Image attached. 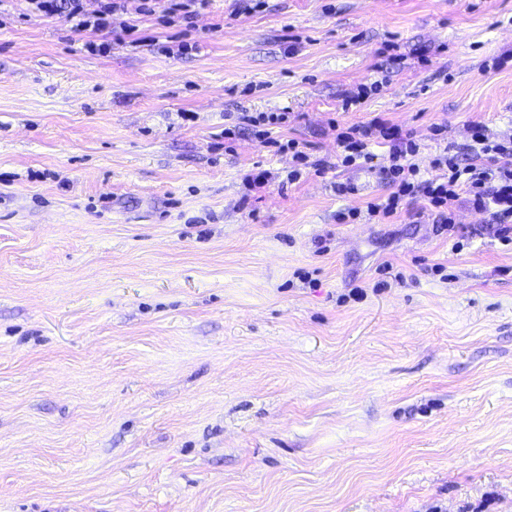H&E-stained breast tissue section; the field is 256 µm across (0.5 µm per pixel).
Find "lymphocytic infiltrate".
I'll list each match as a JSON object with an SVG mask.
<instances>
[{
  "instance_id": "1",
  "label": "lymphocytic infiltrate",
  "mask_w": 512,
  "mask_h": 512,
  "mask_svg": "<svg viewBox=\"0 0 512 512\" xmlns=\"http://www.w3.org/2000/svg\"><path fill=\"white\" fill-rule=\"evenodd\" d=\"M129 0H100L97 10L87 12L83 0H29L41 16L59 15L76 30L108 32L114 16L126 13ZM288 124L284 112H240L225 127V138L249 132L259 143H272L274 129ZM470 139L460 145L444 146L431 161L432 177L424 178L414 162L420 152L411 133L382 118L338 130L335 162L344 167L365 169L386 180L391 191L367 203L365 210L339 214V221L360 215L390 221L400 216L408 201L419 199L436 212L441 229L453 230L455 212L469 205L497 227L502 244H512V135L490 139L482 125L470 128ZM388 148L385 165H375L371 144Z\"/></svg>"
}]
</instances>
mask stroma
<instances>
[{"label":"stroma","mask_w":512,"mask_h":512,"mask_svg":"<svg viewBox=\"0 0 512 512\" xmlns=\"http://www.w3.org/2000/svg\"><path fill=\"white\" fill-rule=\"evenodd\" d=\"M121 20L0 0V512H512V245L419 200L337 223L387 187L334 164L376 117L425 173L434 128L512 132V0ZM232 112L332 169L246 190L292 158ZM288 113L285 112H237L232 117L227 127L224 126L225 138H232L240 135L242 132L248 131L259 143L279 145V150L292 151V159L294 161V169L288 171L286 181L282 180L280 184L290 183L300 178L303 168L313 169L315 174L322 175L328 169L332 168V164L328 161H309V156L301 149L299 143L293 139L287 140L285 143L277 142L272 138L274 128L287 127ZM301 168H300V167Z\"/></svg>","instance_id":"obj_1"}]
</instances>
